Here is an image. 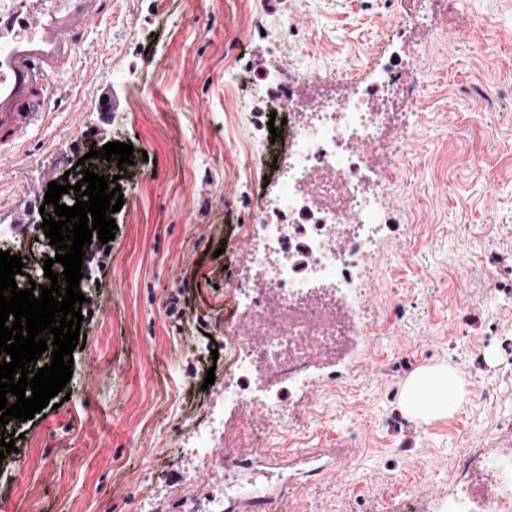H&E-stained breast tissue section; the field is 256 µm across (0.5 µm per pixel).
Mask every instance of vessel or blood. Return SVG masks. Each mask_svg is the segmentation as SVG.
Instances as JSON below:
<instances>
[{"label":"vessel or blood","mask_w":512,"mask_h":512,"mask_svg":"<svg viewBox=\"0 0 512 512\" xmlns=\"http://www.w3.org/2000/svg\"><path fill=\"white\" fill-rule=\"evenodd\" d=\"M112 0H0V151L23 145L51 98L52 77L71 72L77 40Z\"/></svg>","instance_id":"b4317fda"}]
</instances>
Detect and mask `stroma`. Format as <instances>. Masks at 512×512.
Here are the masks:
<instances>
[{"label":"stroma","mask_w":512,"mask_h":512,"mask_svg":"<svg viewBox=\"0 0 512 512\" xmlns=\"http://www.w3.org/2000/svg\"><path fill=\"white\" fill-rule=\"evenodd\" d=\"M435 7L447 24L400 27L391 0H269L259 35L240 0H112L44 123L0 156V225L31 240L39 268L49 182L92 145L134 148L132 164L109 170L124 200L115 238L85 249L87 339L73 352L70 398L5 426L22 471L0 512H141L146 496L155 512H176L186 489L266 482L293 452L319 457L335 438L350 450L344 469L299 476L283 512H401L407 498L445 512L461 449L512 448V0ZM287 34L307 62L354 77L410 50L418 59L420 98L411 118H392L405 163L390 173L368 262L376 338L321 357L302 436L272 431L243 404L224 416L222 451L203 459L185 446L224 392L204 387L213 360L194 345L236 318L239 228L264 193L242 177L245 129L224 130L251 89L244 80L225 92L224 58L265 64L269 41ZM442 363L467 395L424 424L400 392ZM242 418L268 460L248 471L224 466Z\"/></svg>","instance_id":"35a3bbf8"}]
</instances>
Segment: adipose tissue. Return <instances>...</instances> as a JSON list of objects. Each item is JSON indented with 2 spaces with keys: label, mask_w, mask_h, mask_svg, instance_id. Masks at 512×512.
<instances>
[{
  "label": "adipose tissue",
  "mask_w": 512,
  "mask_h": 512,
  "mask_svg": "<svg viewBox=\"0 0 512 512\" xmlns=\"http://www.w3.org/2000/svg\"><path fill=\"white\" fill-rule=\"evenodd\" d=\"M465 397L458 374L444 364L416 371L404 384L400 403L414 419L431 422L451 415Z\"/></svg>",
  "instance_id": "ef3b65f1"
}]
</instances>
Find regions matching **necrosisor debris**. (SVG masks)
I'll use <instances>...</instances> for the list:
<instances>
[{"label":"necrosis or debris","mask_w":512,"mask_h":512,"mask_svg":"<svg viewBox=\"0 0 512 512\" xmlns=\"http://www.w3.org/2000/svg\"><path fill=\"white\" fill-rule=\"evenodd\" d=\"M413 58L386 65L373 79L356 83L344 98L326 94L303 103L297 87L333 82L338 72L320 74L299 66L277 65L259 78L239 123L256 130L250 148L258 166L247 177L263 180L260 161L274 157L273 174L282 183L275 195L261 196L244 237L251 246V263L262 287L252 289L245 317L262 336L253 342L231 324L224 335V400L247 401L254 364L265 366L269 388L258 407L277 428H295L309 413L307 393L314 383L312 367L321 353L345 340L369 342L372 324L358 320L345 325L334 316L332 297L341 291L368 310L371 279L365 263L377 245L374 229L388 175L377 158H402L401 141H388L384 128L390 113L408 112L418 96ZM278 100L288 113L281 142H274L261 117ZM346 241L337 251L336 238ZM454 487L448 512H512V453L465 448L454 462ZM492 472L493 482L476 485L478 476Z\"/></svg>","instance_id":"obj_1"}]
</instances>
